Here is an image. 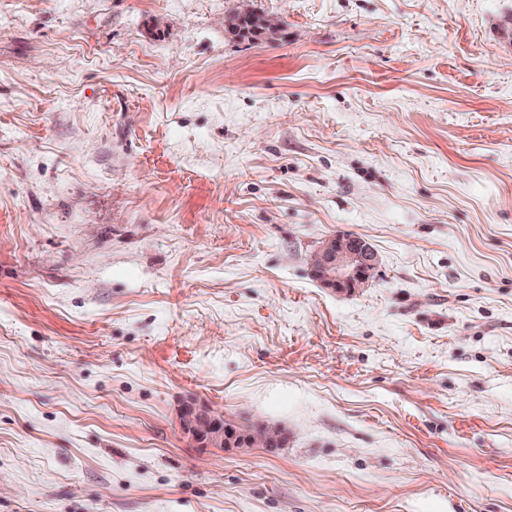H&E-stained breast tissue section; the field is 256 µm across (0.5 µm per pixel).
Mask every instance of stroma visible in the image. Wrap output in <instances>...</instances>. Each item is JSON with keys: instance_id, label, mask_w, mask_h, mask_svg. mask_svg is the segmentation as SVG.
I'll list each match as a JSON object with an SVG mask.
<instances>
[{"instance_id": "obj_1", "label": "stroma", "mask_w": 512, "mask_h": 512, "mask_svg": "<svg viewBox=\"0 0 512 512\" xmlns=\"http://www.w3.org/2000/svg\"><path fill=\"white\" fill-rule=\"evenodd\" d=\"M510 19L0 0V512H512ZM190 400L283 444L198 447ZM231 30L239 37L258 38L274 34L277 26L253 12H248L234 17ZM310 265L323 288L347 292L369 282L377 267V257L365 239L342 233L323 241L311 255Z\"/></svg>"}]
</instances>
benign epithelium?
<instances>
[{"mask_svg": "<svg viewBox=\"0 0 512 512\" xmlns=\"http://www.w3.org/2000/svg\"><path fill=\"white\" fill-rule=\"evenodd\" d=\"M310 265L322 287L347 292L369 282L377 267V257L365 239L342 233L323 241L311 255ZM180 427L185 435L204 446L278 448L282 443L277 428L259 421L248 429L231 426L224 420V414L196 403L182 407Z\"/></svg>", "mask_w": 512, "mask_h": 512, "instance_id": "benign-epithelium-1", "label": "benign epithelium"}]
</instances>
